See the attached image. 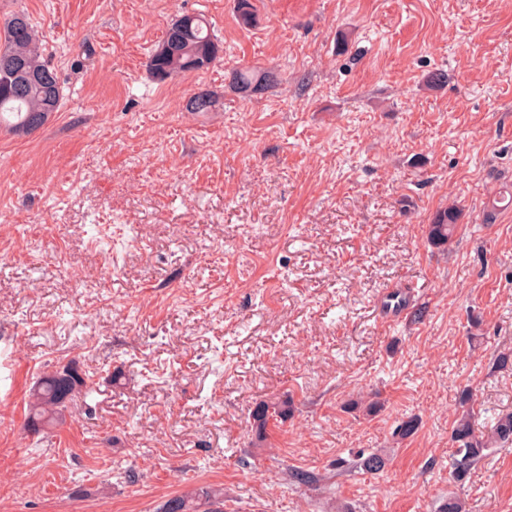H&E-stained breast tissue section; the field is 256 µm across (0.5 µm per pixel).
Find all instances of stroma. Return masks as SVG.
I'll use <instances>...</instances> for the list:
<instances>
[{"mask_svg": "<svg viewBox=\"0 0 512 512\" xmlns=\"http://www.w3.org/2000/svg\"><path fill=\"white\" fill-rule=\"evenodd\" d=\"M252 2L246 28L235 0H0L64 94L0 132V512H155L200 486L224 512H512V444L449 468L463 388L477 432L512 412V0ZM187 13L221 58L155 81ZM241 67L279 82L240 94ZM202 90L216 110L188 111ZM70 363L89 386L33 431V386ZM285 396L252 446L251 410ZM459 213L454 208H446L437 211L428 224V238L433 245L445 246L453 237Z\"/></svg>", "mask_w": 512, "mask_h": 512, "instance_id": "stroma-1", "label": "stroma"}]
</instances>
